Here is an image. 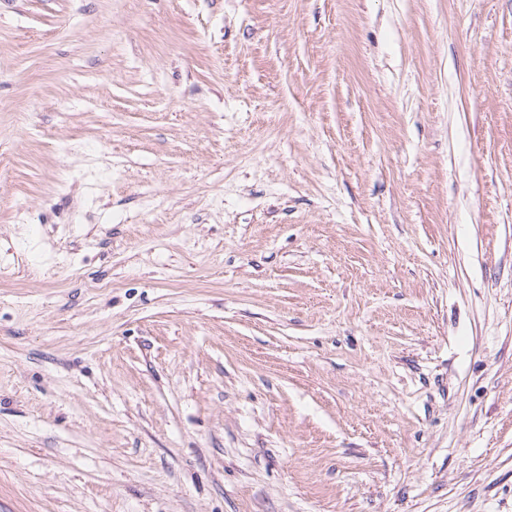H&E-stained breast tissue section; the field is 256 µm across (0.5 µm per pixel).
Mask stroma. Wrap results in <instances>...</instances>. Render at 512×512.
Segmentation results:
<instances>
[{"instance_id": "stroma-1", "label": "stroma", "mask_w": 512, "mask_h": 512, "mask_svg": "<svg viewBox=\"0 0 512 512\" xmlns=\"http://www.w3.org/2000/svg\"><path fill=\"white\" fill-rule=\"evenodd\" d=\"M0 512H512V0H0Z\"/></svg>"}]
</instances>
